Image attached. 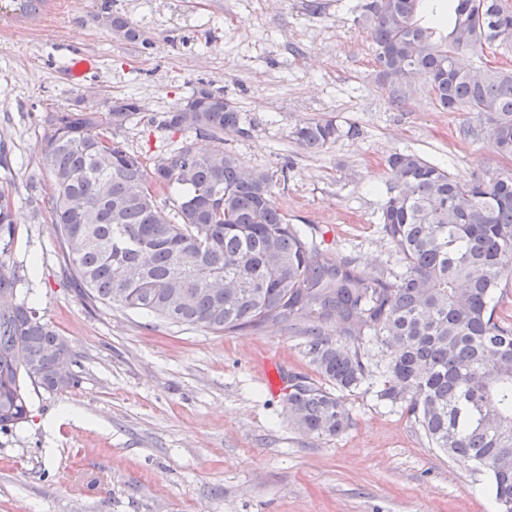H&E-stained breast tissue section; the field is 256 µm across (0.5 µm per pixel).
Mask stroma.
I'll return each mask as SVG.
<instances>
[{
	"label": "stroma",
	"instance_id": "obj_1",
	"mask_svg": "<svg viewBox=\"0 0 512 512\" xmlns=\"http://www.w3.org/2000/svg\"><path fill=\"white\" fill-rule=\"evenodd\" d=\"M363 0H46L37 16L0 0V182L16 212L10 262L19 296L77 353L78 389L29 387L28 422L0 433V512H494L487 475L433 448L400 409L356 392L353 425L324 440L293 428L282 400L313 376L301 337L281 325L218 336L118 305L87 308L69 275L40 150L45 112L106 109L135 97L143 117L123 137L153 159L155 121L196 87L237 103L243 134L225 150L274 172V201L310 227L320 251L376 277L395 262L378 216L384 161L411 151L459 178L505 162L479 120L438 106L425 79L396 96L376 78ZM119 13L148 44L113 38L95 18ZM94 55L77 85L66 66ZM335 119L347 133L317 153L299 123Z\"/></svg>",
	"mask_w": 512,
	"mask_h": 512
}]
</instances>
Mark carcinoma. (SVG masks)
<instances>
[{"instance_id": "obj_1", "label": "carcinoma", "mask_w": 512, "mask_h": 512, "mask_svg": "<svg viewBox=\"0 0 512 512\" xmlns=\"http://www.w3.org/2000/svg\"><path fill=\"white\" fill-rule=\"evenodd\" d=\"M366 0L361 20L377 79L396 92L427 76L438 105L484 121L471 133L512 159V69H478L464 60L512 42L509 0ZM431 19L422 21V9ZM97 22L127 43H145L128 19ZM195 101L163 113L160 127L213 146L173 143L147 169L123 139L140 115L132 97L93 107L54 109L42 119L41 152L50 174L49 217L66 268L90 306L108 303L215 334L292 325L315 371L332 384L288 379L290 423L319 438L352 426L346 396L365 390L403 408L428 442L490 476L495 512H512V319L497 312L512 281V170L484 169L460 179L417 154L385 161L379 224L399 269L364 275L345 257L325 256L274 201L275 174L224 150L242 134L240 112L221 92L200 88ZM304 150L340 137L332 119L294 127ZM181 189L175 220L160 194ZM14 204L0 183V432L28 419L25 383L49 392L65 383L54 363L76 353L37 308L16 302L19 276L9 262ZM334 326L331 334L328 326Z\"/></svg>"}]
</instances>
